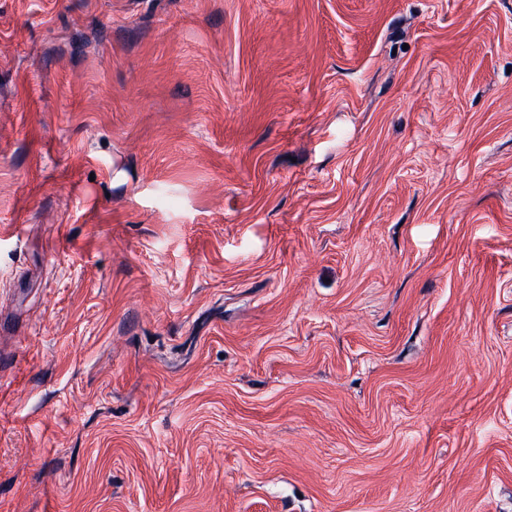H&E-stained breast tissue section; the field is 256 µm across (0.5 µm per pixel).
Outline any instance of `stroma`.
I'll list each match as a JSON object with an SVG mask.
<instances>
[{"label": "stroma", "mask_w": 512, "mask_h": 512, "mask_svg": "<svg viewBox=\"0 0 512 512\" xmlns=\"http://www.w3.org/2000/svg\"><path fill=\"white\" fill-rule=\"evenodd\" d=\"M0 512H512V0H0Z\"/></svg>", "instance_id": "1"}]
</instances>
